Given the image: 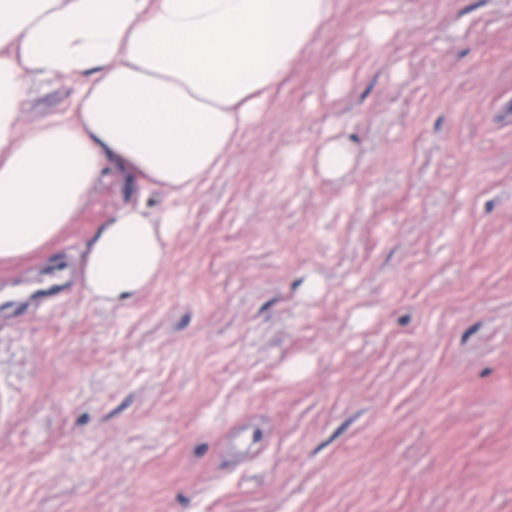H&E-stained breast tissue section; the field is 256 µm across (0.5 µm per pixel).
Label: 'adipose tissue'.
<instances>
[{
    "label": "adipose tissue",
    "mask_w": 512,
    "mask_h": 512,
    "mask_svg": "<svg viewBox=\"0 0 512 512\" xmlns=\"http://www.w3.org/2000/svg\"><path fill=\"white\" fill-rule=\"evenodd\" d=\"M331 0H0V259L59 237L106 165L177 192L223 167ZM93 70L76 121L20 131L30 74ZM179 216L120 210L93 238L84 286L101 302L153 284Z\"/></svg>",
    "instance_id": "obj_1"
}]
</instances>
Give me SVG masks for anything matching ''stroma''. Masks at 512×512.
Listing matches in <instances>:
<instances>
[{"mask_svg": "<svg viewBox=\"0 0 512 512\" xmlns=\"http://www.w3.org/2000/svg\"><path fill=\"white\" fill-rule=\"evenodd\" d=\"M85 81L28 77L21 132ZM129 206L183 224L102 303ZM0 512H512V0H332L221 170L106 167L1 262ZM348 153L345 146L333 141L327 144L319 156L320 169L329 176L342 173L347 167ZM181 224L178 213L159 223L139 207L120 210L93 238L84 267V288L101 302L136 296L155 282L165 243Z\"/></svg>", "mask_w": 512, "mask_h": 512, "instance_id": "1", "label": "stroma"}]
</instances>
